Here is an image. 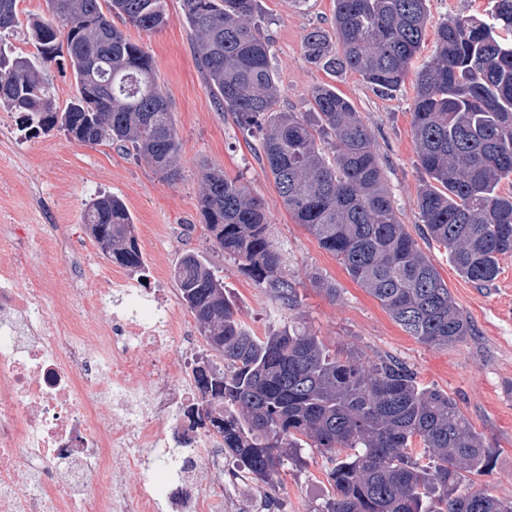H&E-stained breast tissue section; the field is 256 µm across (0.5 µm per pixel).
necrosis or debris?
<instances>
[{
  "label": "necrosis or debris",
  "instance_id": "1",
  "mask_svg": "<svg viewBox=\"0 0 512 512\" xmlns=\"http://www.w3.org/2000/svg\"><path fill=\"white\" fill-rule=\"evenodd\" d=\"M24 263L21 238L0 234V512H234L224 485L197 483L200 467L223 468L224 452L215 433H184L196 384L166 353L184 340L171 308L119 277L82 289L101 311L123 291L125 311L103 336L80 314L47 313L44 284L21 283Z\"/></svg>",
  "mask_w": 512,
  "mask_h": 512
}]
</instances>
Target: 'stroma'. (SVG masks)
I'll list each match as a JSON object with an SVG mask.
<instances>
[{"instance_id":"obj_1","label":"stroma","mask_w":512,"mask_h":512,"mask_svg":"<svg viewBox=\"0 0 512 512\" xmlns=\"http://www.w3.org/2000/svg\"><path fill=\"white\" fill-rule=\"evenodd\" d=\"M258 3L261 30L272 41L271 65L281 109L311 111L313 87L333 83L371 131L399 217L410 232H417L416 199L427 176L412 138V82L380 93L357 73L346 71L332 78L308 61L303 38L313 28H329L335 0ZM487 4L488 0H428L429 22L419 61L433 55L435 30L442 22L459 14H481ZM165 10L167 23L159 31L143 32L129 24L124 30L152 56L157 82L170 101L181 143L177 164L182 178L177 183L160 180L130 150L81 143L58 130L35 133L24 129L18 113L0 109V225L22 227L26 280L47 283L50 292L45 303L50 312L82 308L100 327L111 328L113 312L125 306L122 294L113 293L107 313L82 307L79 297L69 291L70 280L55 275L53 269L74 265L77 252L86 250L99 260L84 266V287H95L113 270V263L100 257L82 216L91 197L117 196L137 227L148 266L147 290L170 305L184 325L194 326L195 320L181 302L173 268L183 253L196 251L223 277L240 319L256 335L294 322L331 351L353 350L371 361L393 356L413 368L421 383L448 393L484 435L494 459L492 469L475 478L470 491L512 499V255L501 259L493 285L477 288L456 274L442 246L420 240L457 306L470 318L474 334L458 345L435 348L404 332L336 257L294 222L257 152L246 146L245 132L218 106L198 71L181 0H165ZM17 13V27L1 33L0 40L16 54L27 56L34 51L27 21L45 15V2L18 0ZM206 167L240 178L263 200L272 241L285 258L289 278L297 284L301 300L297 310H281L209 240L198 211ZM321 278L336 284V298L318 287ZM331 467L327 456L313 448L299 449L296 457L286 459L280 470L277 512H329L335 496L328 478Z\"/></svg>"}]
</instances>
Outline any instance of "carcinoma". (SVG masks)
Listing matches in <instances>:
<instances>
[{
    "instance_id": "1",
    "label": "carcinoma",
    "mask_w": 512,
    "mask_h": 512,
    "mask_svg": "<svg viewBox=\"0 0 512 512\" xmlns=\"http://www.w3.org/2000/svg\"><path fill=\"white\" fill-rule=\"evenodd\" d=\"M428 0H336L331 30L304 36L306 56L329 74L352 71L380 92L402 86L418 58ZM50 18L29 19L36 53L0 47V108L35 132L83 133V143L130 144L168 183L181 178L180 142L152 57L112 18L145 32L167 23L164 0H46ZM107 8H102V5ZM481 18L457 16L435 31L433 57L414 82L412 137L428 176L416 207L428 239L457 275L494 283L512 254V0H489ZM195 58L218 105L260 137V159L283 206L409 335L437 348L473 335L447 283L402 224L373 136L352 102L329 84L312 91L309 120L278 108L271 44L257 0H182ZM17 22L0 0V32ZM67 59L76 95L54 108L44 70ZM201 222L283 309L300 305L270 238L264 203L237 177L202 175ZM83 224L114 264L145 268L133 217L113 195L90 200ZM174 278L182 303L224 370L197 362L201 400L224 452L261 482L280 483L286 457L308 446L333 461L331 512H512V501L461 491L493 464L483 434L448 394L423 385L407 364L333 353L317 336L285 326L252 333L224 297V282L195 251ZM422 443L424 458L412 453Z\"/></svg>"
}]
</instances>
